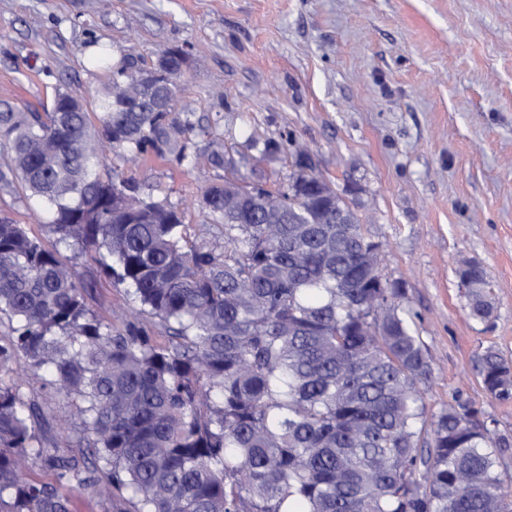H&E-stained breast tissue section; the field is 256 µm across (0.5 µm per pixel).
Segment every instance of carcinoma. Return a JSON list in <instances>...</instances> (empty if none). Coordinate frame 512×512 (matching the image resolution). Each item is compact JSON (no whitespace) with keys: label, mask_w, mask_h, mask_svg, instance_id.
Listing matches in <instances>:
<instances>
[{"label":"carcinoma","mask_w":512,"mask_h":512,"mask_svg":"<svg viewBox=\"0 0 512 512\" xmlns=\"http://www.w3.org/2000/svg\"><path fill=\"white\" fill-rule=\"evenodd\" d=\"M164 112H120L137 62L101 46L109 73L95 110L24 112L0 100V189L18 183L49 213L47 247L0 219V512H512L502 470L512 440L460 393L433 410V369L401 280L358 263L382 249L357 205L315 186L309 159L268 190L245 178L208 187L190 237L165 199L139 196L127 163L172 140L182 56ZM243 198L233 208L224 196ZM303 192V202L297 192ZM94 253L124 286L114 320L89 305L96 281L59 249ZM470 316L487 322L486 272H457ZM20 357L30 374L13 373ZM487 395L512 398V364L477 358ZM63 396L74 420L53 445ZM50 481L23 477L28 464Z\"/></svg>","instance_id":"carcinoma-1"}]
</instances>
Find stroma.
Returning a JSON list of instances; mask_svg holds the SVG:
<instances>
[{
  "label": "stroma",
  "instance_id": "obj_1",
  "mask_svg": "<svg viewBox=\"0 0 512 512\" xmlns=\"http://www.w3.org/2000/svg\"><path fill=\"white\" fill-rule=\"evenodd\" d=\"M99 44L134 47L145 66L184 54L171 118L192 125L187 158L149 152L125 178L194 233L205 189L274 182L307 147L365 208L384 276L406 283L433 405L463 393L512 437V399L490 398L476 370L490 345L512 361V0H0V100L43 112L61 90L94 109ZM254 137L278 145L273 160L255 161ZM33 206L21 186L0 190V218L49 239ZM473 261L494 302L486 323L457 277Z\"/></svg>",
  "mask_w": 512,
  "mask_h": 512
}]
</instances>
